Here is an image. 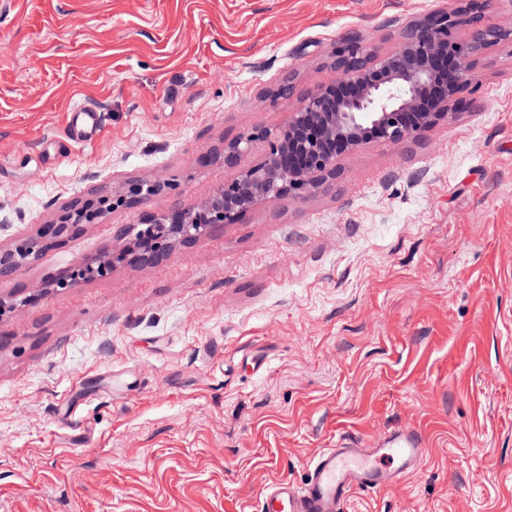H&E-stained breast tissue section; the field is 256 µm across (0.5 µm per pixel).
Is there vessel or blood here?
Wrapping results in <instances>:
<instances>
[{
  "mask_svg": "<svg viewBox=\"0 0 512 512\" xmlns=\"http://www.w3.org/2000/svg\"><path fill=\"white\" fill-rule=\"evenodd\" d=\"M423 457L422 437L410 427L389 432L371 448L340 440L311 460L302 486L285 480L268 486L260 496L258 512H340L355 489L394 483Z\"/></svg>",
  "mask_w": 512,
  "mask_h": 512,
  "instance_id": "b4317fda",
  "label": "vessel or blood"
}]
</instances>
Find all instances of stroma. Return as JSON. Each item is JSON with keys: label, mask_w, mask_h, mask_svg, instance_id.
<instances>
[{"label": "stroma", "mask_w": 512, "mask_h": 512, "mask_svg": "<svg viewBox=\"0 0 512 512\" xmlns=\"http://www.w3.org/2000/svg\"><path fill=\"white\" fill-rule=\"evenodd\" d=\"M456 0H0V244L78 197L111 205L0 278V512H257L346 437L417 429L427 459L343 512H512V45L469 110L370 142L336 181L65 290L138 211L260 162L198 156L276 130L351 31L390 49ZM99 124L80 142L76 106ZM164 189V184L146 185L145 188L143 184H131L128 186L125 193L120 196L119 202L129 208H138L144 204L148 197L158 195L164 191Z\"/></svg>", "instance_id": "1"}]
</instances>
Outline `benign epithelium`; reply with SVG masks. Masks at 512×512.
I'll return each instance as SVG.
<instances>
[{"instance_id":"benign-epithelium-1","label":"benign epithelium","mask_w":512,"mask_h":512,"mask_svg":"<svg viewBox=\"0 0 512 512\" xmlns=\"http://www.w3.org/2000/svg\"><path fill=\"white\" fill-rule=\"evenodd\" d=\"M486 0H459L453 11L438 10L413 22L388 52L369 48L357 32L345 34L330 55V81L301 89L289 78L278 97H295L298 105L289 120L271 132L259 125L250 134L224 140L219 153L199 157L209 166L221 161L227 168L255 138L269 140L265 158L241 172L205 202L142 215L149 225L132 233L117 231L119 246L111 258L93 269L75 264L56 282L73 288L79 281L109 273L117 264L157 263L174 243L196 236L214 225L237 224L261 203H273L308 194L336 179V163L371 142L399 143L416 138L448 118L451 110H466L465 96L476 80V68L485 49L503 41L512 43V28L485 22ZM171 184H131L119 202L129 208L144 204ZM107 199L77 200L58 220L41 226L39 238L62 247L98 217ZM38 243L21 241L0 247V277L19 270L38 254Z\"/></svg>"}]
</instances>
